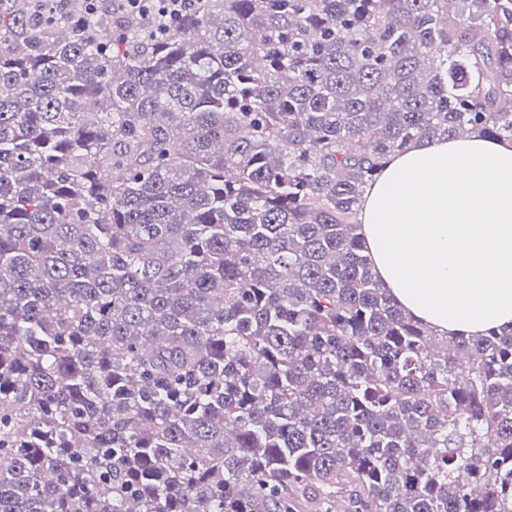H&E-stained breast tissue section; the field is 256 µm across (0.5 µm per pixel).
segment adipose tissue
I'll return each mask as SVG.
<instances>
[{"label": "adipose tissue", "mask_w": 512, "mask_h": 512, "mask_svg": "<svg viewBox=\"0 0 512 512\" xmlns=\"http://www.w3.org/2000/svg\"><path fill=\"white\" fill-rule=\"evenodd\" d=\"M373 271L448 336L512 331V140H417L388 157L358 211Z\"/></svg>", "instance_id": "adipose-tissue-1"}]
</instances>
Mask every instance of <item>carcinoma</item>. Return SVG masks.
I'll return each mask as SVG.
<instances>
[{
	"label": "carcinoma",
	"instance_id": "carcinoma-1",
	"mask_svg": "<svg viewBox=\"0 0 512 512\" xmlns=\"http://www.w3.org/2000/svg\"><path fill=\"white\" fill-rule=\"evenodd\" d=\"M512 138V0H0V512H512V332L436 335L355 215ZM128 9L134 14L146 18L154 13L160 17L173 19L189 10L196 0H124ZM157 12V13H156Z\"/></svg>",
	"mask_w": 512,
	"mask_h": 512
}]
</instances>
